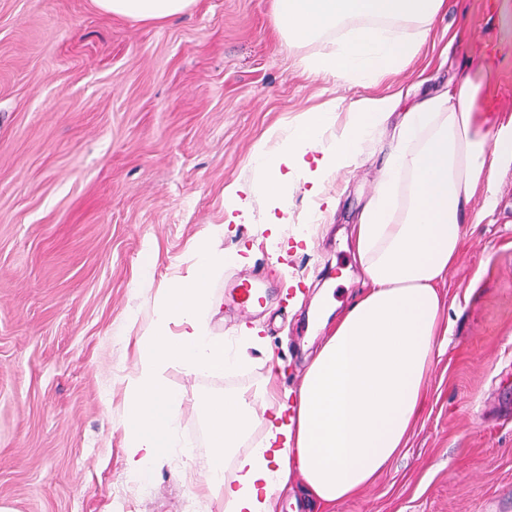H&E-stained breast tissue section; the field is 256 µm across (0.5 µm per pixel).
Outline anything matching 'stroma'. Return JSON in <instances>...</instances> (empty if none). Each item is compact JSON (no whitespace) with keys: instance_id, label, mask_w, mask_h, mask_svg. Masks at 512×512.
Returning a JSON list of instances; mask_svg holds the SVG:
<instances>
[{"instance_id":"35a3bbf8","label":"stroma","mask_w":512,"mask_h":512,"mask_svg":"<svg viewBox=\"0 0 512 512\" xmlns=\"http://www.w3.org/2000/svg\"><path fill=\"white\" fill-rule=\"evenodd\" d=\"M273 0H197L159 22L116 18L93 0H0V512H226L193 465L153 471L148 496L128 485L126 389L135 339L158 288L188 266L193 243L224 227L233 275L268 270L305 281L301 302L270 300L225 341L242 356L223 377L168 367L182 395L181 435L208 450L201 395L267 392L238 447L267 442L278 391L295 388L326 331L311 315L322 289L361 291L352 227L395 144L393 114L314 207L288 188V222L269 241L263 200L227 223L224 192L244 182L255 146L327 100L332 139L368 88L306 70L316 42L288 49ZM485 58L479 107L512 114V0H444L429 41L378 92L447 94L466 57ZM443 289L448 346L426 378L405 448L335 512H502L512 504V168L494 174ZM262 345H251L248 334Z\"/></svg>"}]
</instances>
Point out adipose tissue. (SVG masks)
<instances>
[{"label":"adipose tissue","instance_id":"1","mask_svg":"<svg viewBox=\"0 0 512 512\" xmlns=\"http://www.w3.org/2000/svg\"><path fill=\"white\" fill-rule=\"evenodd\" d=\"M93 2L108 15L154 22L185 13L195 0ZM486 67L483 58H469L447 94L401 112L397 143L353 230L364 289L337 313L299 386L282 393L291 415L269 422L272 448L239 456L233 482L224 480V459L258 415L241 395L202 398L210 449L201 458L189 449L183 455L198 463L210 486L223 490L233 512H274L276 492L295 474L330 512L404 447L424 402L446 310L442 288L462 252L470 202L477 191L492 194L494 170L512 164V116L478 109L483 86L474 76ZM403 97L396 91L358 99L342 133L328 144L322 132L335 120L332 100L275 146L260 144L251 160L254 177L231 188L226 212L245 210L248 197L260 196L271 209L269 226L287 223L288 184H307L308 195L321 196L327 175L355 162L400 112ZM492 127L497 137L491 142ZM223 241L219 224L194 245L191 263L162 289L152 324L136 341L138 361L127 386L129 474L163 467L178 445L181 395L166 384V368L218 377L241 362L212 324L224 311L213 286L224 270Z\"/></svg>","mask_w":512,"mask_h":512}]
</instances>
